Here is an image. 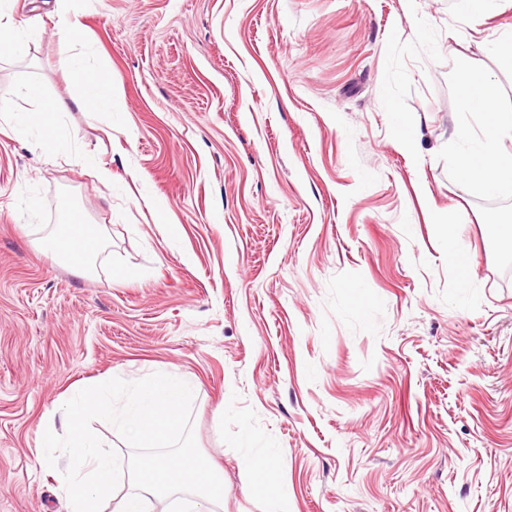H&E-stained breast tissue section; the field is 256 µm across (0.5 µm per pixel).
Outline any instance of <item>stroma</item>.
<instances>
[{
	"mask_svg": "<svg viewBox=\"0 0 512 512\" xmlns=\"http://www.w3.org/2000/svg\"><path fill=\"white\" fill-rule=\"evenodd\" d=\"M57 7L13 0L32 36L0 61V109L37 115L0 132V512H69L43 431L86 379L161 369L224 512H265L247 454L289 512H512V195L456 158L461 65L512 108V0H67L70 46ZM82 52L118 97L70 108L55 155L19 92L78 96ZM74 216L83 272L42 244Z\"/></svg>",
	"mask_w": 512,
	"mask_h": 512,
	"instance_id": "stroma-1",
	"label": "stroma"
}]
</instances>
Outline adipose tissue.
<instances>
[{"label": "adipose tissue", "mask_w": 512, "mask_h": 512, "mask_svg": "<svg viewBox=\"0 0 512 512\" xmlns=\"http://www.w3.org/2000/svg\"><path fill=\"white\" fill-rule=\"evenodd\" d=\"M66 66L81 88L75 104L97 112L112 109L115 91L92 69L84 57L66 59ZM459 86L467 109L482 116V137L467 139L459 153V172L466 192L473 195L512 194V152L500 150L503 138H512V110L498 104V87L488 76L470 70L459 74ZM50 250L78 269L88 268L95 254L92 235L83 219H72L63 233L51 238Z\"/></svg>", "instance_id": "1"}]
</instances>
